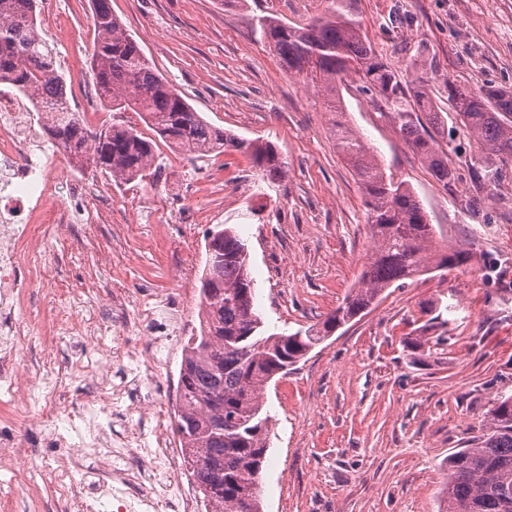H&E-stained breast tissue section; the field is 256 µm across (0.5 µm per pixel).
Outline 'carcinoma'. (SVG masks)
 Wrapping results in <instances>:
<instances>
[{
	"label": "carcinoma",
	"instance_id": "carcinoma-1",
	"mask_svg": "<svg viewBox=\"0 0 512 512\" xmlns=\"http://www.w3.org/2000/svg\"><path fill=\"white\" fill-rule=\"evenodd\" d=\"M92 80L104 103L137 113L144 128L122 123L92 129L67 106L66 85L54 65L53 48L37 31L36 0H0V80L29 100H46L43 129L68 158L113 179L145 178L155 160L153 131L190 159L231 146L247 155L268 180L286 175L288 162L269 142L245 139L213 127L150 66L136 40L109 7L95 0ZM261 38L286 69L323 89L336 111L337 84L359 76L363 91L375 92L434 176L448 187L455 180L435 147L421 115L440 119L420 80L409 88L379 59L359 24L336 9L303 27L277 18L258 19ZM448 102L463 127L489 151L484 179L495 182L512 166V91L448 82ZM336 145L365 194L376 251L358 287L321 325L289 334L266 335L255 306L246 242L231 227L208 233L207 262L200 279L199 335L189 337L182 363L176 433L183 463L213 512H262L261 474L269 448L270 415L265 391L333 331L366 311L381 294L430 271L470 265L468 249L436 246L433 225L412 189L386 175L361 136L335 124ZM444 512H512V396L498 399L488 425L471 447L448 455Z\"/></svg>",
	"mask_w": 512,
	"mask_h": 512
}]
</instances>
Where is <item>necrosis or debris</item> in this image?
I'll return each mask as SVG.
<instances>
[{
    "instance_id": "necrosis-or-debris-1",
    "label": "necrosis or debris",
    "mask_w": 512,
    "mask_h": 512,
    "mask_svg": "<svg viewBox=\"0 0 512 512\" xmlns=\"http://www.w3.org/2000/svg\"><path fill=\"white\" fill-rule=\"evenodd\" d=\"M31 119L29 107L13 88L0 85V172L8 182V190L0 198L5 201V211L22 206L29 215L28 223L0 225V408L15 423L41 426L47 439L62 447L68 443L67 431L98 419L108 402L91 392L81 403L71 402V382L88 380L100 372L96 361H77L61 368L53 360H43L32 392H22L18 380L15 346L21 336L27 335L28 327L16 320L15 308L38 278L37 269L23 270L22 260L71 224L70 206L49 209L45 203L75 180L74 175L57 172L33 152ZM191 295L190 279L182 277L176 310L168 314L158 330L153 321L165 302L157 293L142 294L131 305L124 289L113 288L108 298L113 309L122 314L124 335L112 348L113 361L128 362L136 372L148 374L153 360L172 359L177 345L189 333ZM179 400L180 376L167 371L163 395L151 400L142 432L127 438L123 450L112 454L106 464L107 475L115 476L120 484L116 496H85L73 470L63 465L55 468L53 477L62 512H71L76 506L82 512H112L117 501L137 506L141 512H210L190 474L177 465L181 455V442L175 433Z\"/></svg>"
}]
</instances>
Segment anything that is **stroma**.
Here are the masks:
<instances>
[{"mask_svg": "<svg viewBox=\"0 0 512 512\" xmlns=\"http://www.w3.org/2000/svg\"><path fill=\"white\" fill-rule=\"evenodd\" d=\"M338 5L356 19L383 62L406 83L424 77L441 108L432 136L454 169L444 188L399 131L376 94L354 77L340 85L342 114L321 90L289 74L254 29L272 16L300 27ZM153 69L213 126L272 142L286 175L264 181L236 205L224 182L253 173L249 157L226 148L183 160L170 179L161 165L174 155L158 143V169L116 193L107 175L85 168L84 190L121 214L129 231L64 228L41 246L42 276L17 316L29 326L17 358L26 382L36 353L67 365L112 351L119 326L107 292L120 283L130 297L178 294L183 267L200 279L206 225L215 217L247 242L266 333L321 323L354 288L374 243L362 187L336 147L335 122L359 133L386 173L407 181L426 209L436 240L471 250L466 268L436 271L387 289L368 313L316 346L273 380L266 407L273 422L262 473L263 512H443L448 455L482 434L489 409L512 395V168L479 184L486 150L459 125L448 82L512 89V0H109ZM92 0H38L37 28L55 51L69 99L91 83ZM209 182L182 196L179 186ZM84 306L75 336L42 341L44 322ZM419 337L430 350H410ZM39 457L0 463V487L19 478L13 512H60L52 470L62 456L36 425L18 428Z\"/></svg>", "mask_w": 512, "mask_h": 512, "instance_id": "35a3bbf8", "label": "stroma"}]
</instances>
